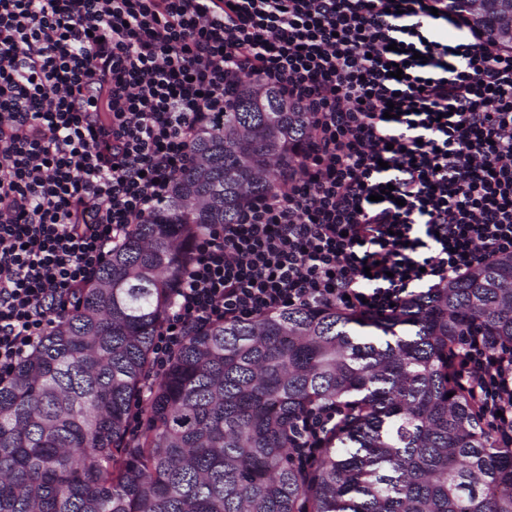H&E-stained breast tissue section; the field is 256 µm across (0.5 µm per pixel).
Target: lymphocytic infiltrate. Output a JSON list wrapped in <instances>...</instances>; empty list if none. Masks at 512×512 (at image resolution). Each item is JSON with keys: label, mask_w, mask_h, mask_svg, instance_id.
<instances>
[{"label": "lymphocytic infiltrate", "mask_w": 512, "mask_h": 512, "mask_svg": "<svg viewBox=\"0 0 512 512\" xmlns=\"http://www.w3.org/2000/svg\"><path fill=\"white\" fill-rule=\"evenodd\" d=\"M442 22L463 39L437 37ZM245 74L310 131L281 189L191 243L152 375L208 324L322 305L382 317L512 254V49L478 41L450 0H0L1 381L167 199ZM456 360L512 448V346L476 332ZM342 418L300 412L294 459L309 466Z\"/></svg>", "instance_id": "f902f5d3"}]
</instances>
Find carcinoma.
<instances>
[{
	"label": "carcinoma",
	"mask_w": 512,
	"mask_h": 512,
	"mask_svg": "<svg viewBox=\"0 0 512 512\" xmlns=\"http://www.w3.org/2000/svg\"><path fill=\"white\" fill-rule=\"evenodd\" d=\"M466 7L490 40L512 33V0ZM308 127L251 77L197 131L168 198L0 381V512H512V451L453 371L476 329L512 344V255L386 318L325 305L212 323L154 380L131 432L189 240L277 189ZM323 403L345 418L305 470L291 423Z\"/></svg>",
	"instance_id": "obj_1"
}]
</instances>
